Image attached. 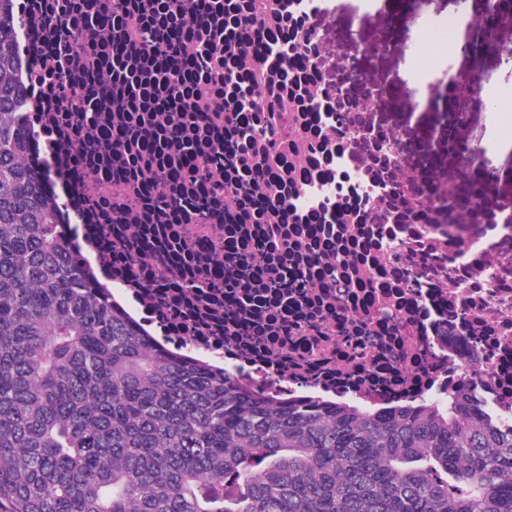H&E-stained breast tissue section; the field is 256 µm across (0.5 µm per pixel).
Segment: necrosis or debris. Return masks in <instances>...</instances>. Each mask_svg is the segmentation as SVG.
<instances>
[{"instance_id": "4bbe7bcc", "label": "necrosis or debris", "mask_w": 512, "mask_h": 512, "mask_svg": "<svg viewBox=\"0 0 512 512\" xmlns=\"http://www.w3.org/2000/svg\"><path fill=\"white\" fill-rule=\"evenodd\" d=\"M99 4L13 0L22 118L44 163L63 148L82 156L89 186L74 199L56 192L60 217L76 240L111 242L99 268L112 301L155 345L283 402L340 398L380 413L461 383L484 411L512 414V209L452 228L225 223L223 16L214 7L195 25L187 0H117L104 27ZM145 30L151 42L115 56L117 41ZM201 38L214 42L211 58L192 56ZM186 59L208 97L199 112H182L171 88ZM188 149L208 178L171 177ZM336 269L350 288L329 287ZM482 276L499 287H478Z\"/></svg>"}]
</instances>
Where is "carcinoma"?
Here are the masks:
<instances>
[{"label":"carcinoma","mask_w":512,"mask_h":512,"mask_svg":"<svg viewBox=\"0 0 512 512\" xmlns=\"http://www.w3.org/2000/svg\"><path fill=\"white\" fill-rule=\"evenodd\" d=\"M0 0V512H512V418L448 391L447 405L397 402L385 414L252 392L224 369L153 345L115 308L60 230L49 173L20 122L21 71ZM270 0H224V112L259 119L224 142V203L251 224L301 223L293 200L336 187L330 214L361 224H482L498 205L464 183L425 195L403 169L386 208L348 195L322 165L330 141L367 159L355 132L383 123L374 105L338 112L310 135L318 65L297 59L320 29L288 28ZM292 44L279 60V47ZM288 139L271 143L277 114ZM235 476L228 486L224 477Z\"/></svg>","instance_id":"carcinoma-1"}]
</instances>
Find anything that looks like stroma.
I'll return each mask as SVG.
<instances>
[{
    "mask_svg": "<svg viewBox=\"0 0 512 512\" xmlns=\"http://www.w3.org/2000/svg\"><path fill=\"white\" fill-rule=\"evenodd\" d=\"M337 5V13L326 17L325 23L345 56L352 52L344 37L348 29L371 31L385 20L410 29L411 40L388 39L376 47L371 58L352 62L355 69L374 70L386 78L390 94L379 102L378 109L389 122L398 123L402 117L395 110L397 104L423 105L430 98L415 68L418 43H425L430 50L445 45L448 36L441 32L440 22L464 12H482L484 0H466L462 5L455 0H337ZM478 67L486 83L482 93L467 102L468 123L451 133L444 127L442 116L425 113L420 123L403 130L401 144L408 156L418 157L427 145L440 162L447 158L448 145L453 142L473 179H482L490 167L512 174V118L501 112L496 101L497 96L512 94V66L501 64L496 47L491 46L479 59Z\"/></svg>",
    "mask_w": 512,
    "mask_h": 512,
    "instance_id": "stroma-1",
    "label": "stroma"
}]
</instances>
